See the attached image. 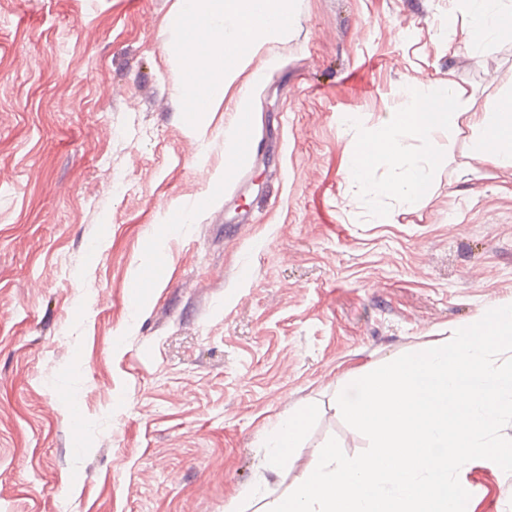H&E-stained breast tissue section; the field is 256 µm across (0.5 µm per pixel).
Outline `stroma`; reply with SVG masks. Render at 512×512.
<instances>
[{
	"label": "stroma",
	"mask_w": 512,
	"mask_h": 512,
	"mask_svg": "<svg viewBox=\"0 0 512 512\" xmlns=\"http://www.w3.org/2000/svg\"><path fill=\"white\" fill-rule=\"evenodd\" d=\"M286 7L196 119L178 0H0V512H265L329 438L367 448L343 388L512 304V166L467 119L512 92V36L478 42L456 0ZM435 83L464 115L431 193L364 195L352 144ZM243 111L267 150L228 170ZM459 479L467 512H512L494 462ZM308 417L304 413L289 417L278 423L275 442L268 449L267 459L273 467L289 465L305 433Z\"/></svg>",
	"instance_id": "35a3bbf8"
}]
</instances>
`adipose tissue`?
Wrapping results in <instances>:
<instances>
[{
    "mask_svg": "<svg viewBox=\"0 0 512 512\" xmlns=\"http://www.w3.org/2000/svg\"><path fill=\"white\" fill-rule=\"evenodd\" d=\"M475 28L485 36L502 37L512 33L499 0H464ZM181 15L177 35L168 44L192 79L186 95L193 112H209L224 98V90L244 68L251 54L269 38L285 37L291 17L284 0H180ZM207 33L206 41L189 45L190 32ZM462 115L461 96L450 86L435 85L432 92L416 98L404 109L368 129L352 148L349 176L360 187L376 196L394 197L413 204L426 196L432 185V169L439 157L432 151L410 155L406 135L426 141L435 132L456 123ZM479 135L474 152L498 162L512 163V98L502 99L495 111L473 115ZM402 169L399 182L376 180L381 164ZM308 417L300 413L278 424V434L269 448L271 466L290 464L305 433Z\"/></svg>",
    "mask_w": 512,
    "mask_h": 512,
    "instance_id": "1",
    "label": "adipose tissue"
}]
</instances>
